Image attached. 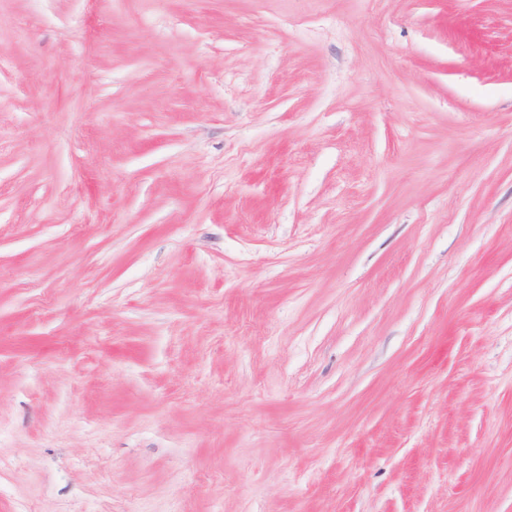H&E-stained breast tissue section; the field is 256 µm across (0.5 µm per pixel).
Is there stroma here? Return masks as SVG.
<instances>
[{"instance_id":"obj_1","label":"stroma","mask_w":512,"mask_h":512,"mask_svg":"<svg viewBox=\"0 0 512 512\" xmlns=\"http://www.w3.org/2000/svg\"><path fill=\"white\" fill-rule=\"evenodd\" d=\"M0 512H512V0H0Z\"/></svg>"}]
</instances>
